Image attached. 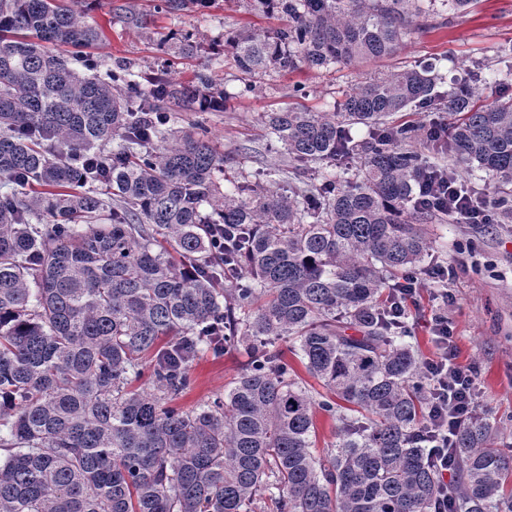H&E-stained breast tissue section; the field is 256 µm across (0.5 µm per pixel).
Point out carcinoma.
<instances>
[{"label": "carcinoma", "instance_id": "cac0c4a2", "mask_svg": "<svg viewBox=\"0 0 512 512\" xmlns=\"http://www.w3.org/2000/svg\"><path fill=\"white\" fill-rule=\"evenodd\" d=\"M257 2L288 24L224 39L246 77L388 56L421 12ZM103 41L60 0H0V176L22 188L0 193V512H434L423 363L384 287L426 269L425 182L456 178L413 144L512 184V97L478 106L456 91L447 130L389 125L443 99L414 66L358 84L338 112H269L302 171L354 154L350 127L364 126L357 174H327L302 201L256 181L228 193L206 132L167 128L169 104L224 105L211 77L163 71L146 91L124 65L99 74L89 50ZM159 46L198 53L188 35ZM490 210L512 218V194ZM279 339L329 397L293 377ZM237 346L250 362L224 397L172 405L201 353ZM318 409L340 438L322 457ZM493 432L482 413L452 437L448 512H512V455Z\"/></svg>", "mask_w": 512, "mask_h": 512}]
</instances>
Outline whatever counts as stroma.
<instances>
[{
  "label": "stroma",
  "instance_id": "1",
  "mask_svg": "<svg viewBox=\"0 0 512 512\" xmlns=\"http://www.w3.org/2000/svg\"><path fill=\"white\" fill-rule=\"evenodd\" d=\"M161 0H93L85 19L100 26L105 39L96 54L104 68L127 63L134 71L160 72L165 53L160 38L188 34L202 45L201 52L177 61L172 75L184 82L196 73L209 74L226 96L225 107L209 112L176 111L174 130L185 133L204 127L224 156V178L242 176L271 186L294 188L298 195L313 190L315 182L296 171L282 144L270 137L266 113L300 104L317 112L337 111L347 93L364 78L415 65L431 67L441 77L437 89L450 92L465 72L480 75V102L512 96V0H474L461 13L435 4L415 18L411 33L390 56L350 65L324 68L300 66L290 72H270L244 86L232 59L224 53V36L231 31H270L283 25L256 0H212L205 7L177 12L160 10ZM147 18L145 28L130 26L127 12ZM302 97H294V87ZM427 229L434 240L432 258L453 267L448 307L459 365L475 367L483 412L496 423L499 446H512V221L500 224H459L438 215ZM439 285H432L412 310L407 335L422 358L437 350L427 323L440 302ZM244 349L216 357L205 352L195 360L192 384L175 401L190 411L228 391L247 366Z\"/></svg>",
  "mask_w": 512,
  "mask_h": 512
}]
</instances>
